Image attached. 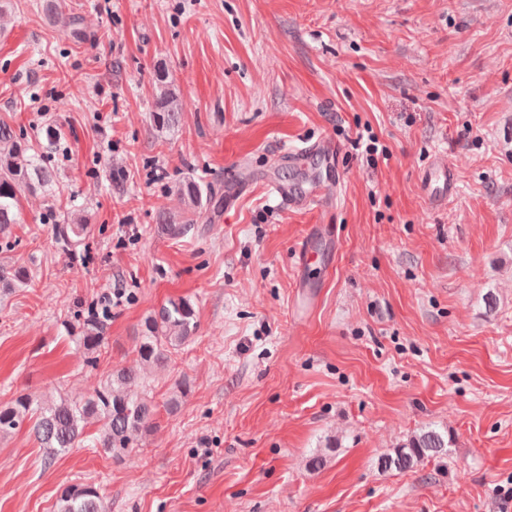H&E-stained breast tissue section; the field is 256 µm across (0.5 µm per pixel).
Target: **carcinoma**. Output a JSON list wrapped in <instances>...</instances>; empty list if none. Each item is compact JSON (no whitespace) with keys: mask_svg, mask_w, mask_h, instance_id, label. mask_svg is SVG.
Here are the masks:
<instances>
[{"mask_svg":"<svg viewBox=\"0 0 512 512\" xmlns=\"http://www.w3.org/2000/svg\"><path fill=\"white\" fill-rule=\"evenodd\" d=\"M155 79L161 93L152 121L157 129L173 130L181 123V112L173 105L168 90V74L160 69ZM54 168L45 163L32 144L12 125L0 120V231L19 222L18 195L23 190L35 191L51 185ZM192 205L201 204L202 188L186 180L178 187ZM159 224L167 234L178 237L187 234L191 224H178L166 212L158 214ZM56 240L66 248L81 243L86 227L83 224H53ZM31 281L27 267L19 264L0 265V285L7 288L25 286ZM198 328L194 305L190 300L170 298L149 315L138 330L139 367H123L110 371L99 385L80 400L65 398L52 404L30 393H19L6 405H0V436H7L24 422H33L32 432L45 449V464L72 448L91 442L114 460H120L146 435L157 427L156 405L131 390L141 378L140 369L165 364L173 352L188 342ZM77 341L87 353L86 365L96 369L101 349L106 341L104 323L88 319L79 330ZM98 425L97 434L87 431L88 425ZM448 441L435 431H425L397 449L395 455L382 461L384 469L408 470L423 459L447 455ZM58 512H106L103 497L93 484L65 487L58 500Z\"/></svg>","mask_w":512,"mask_h":512,"instance_id":"carcinoma-1","label":"carcinoma"}]
</instances>
